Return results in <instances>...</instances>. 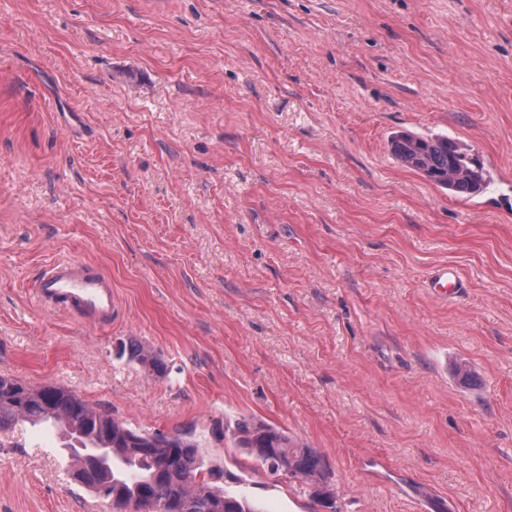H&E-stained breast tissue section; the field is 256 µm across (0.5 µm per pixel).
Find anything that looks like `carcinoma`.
Returning <instances> with one entry per match:
<instances>
[{"mask_svg":"<svg viewBox=\"0 0 512 512\" xmlns=\"http://www.w3.org/2000/svg\"><path fill=\"white\" fill-rule=\"evenodd\" d=\"M389 150L397 163L452 194L478 195L489 185L483 167L446 135L396 132ZM131 356L149 372L161 366L158 355L148 349L135 348ZM26 423L63 424L67 438L63 447L77 467L81 466L77 446L111 449L112 471L90 478L84 486L111 500L119 512H218L221 504L224 512H255L244 497L214 490L205 482L206 459L190 427L168 433L133 429L73 389L30 386L0 375V435ZM232 441L270 474L298 481L315 504L340 512L331 467L316 449L254 417L236 424Z\"/></svg>","mask_w":512,"mask_h":512,"instance_id":"1","label":"carcinoma"}]
</instances>
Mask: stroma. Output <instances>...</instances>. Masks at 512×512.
Masks as SVG:
<instances>
[{"label": "stroma", "mask_w": 512, "mask_h": 512, "mask_svg": "<svg viewBox=\"0 0 512 512\" xmlns=\"http://www.w3.org/2000/svg\"><path fill=\"white\" fill-rule=\"evenodd\" d=\"M400 130L489 188L401 166ZM58 258L111 275V326L32 298ZM0 375L194 425L259 512L315 505L225 438L246 417L327 457L342 512H512V0H0ZM15 441L0 512H86L55 429ZM389 150L397 163L452 194L478 195L489 185L483 167L447 135L396 132L390 137ZM431 290L440 296H451L463 288L457 273L451 268H442L435 271L428 281Z\"/></svg>", "instance_id": "35a3bbf8"}]
</instances>
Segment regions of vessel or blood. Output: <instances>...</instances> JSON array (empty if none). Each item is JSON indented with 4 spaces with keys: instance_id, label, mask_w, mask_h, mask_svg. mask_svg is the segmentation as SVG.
<instances>
[{
    "instance_id": "b4317fda",
    "label": "vessel or blood",
    "mask_w": 512,
    "mask_h": 512,
    "mask_svg": "<svg viewBox=\"0 0 512 512\" xmlns=\"http://www.w3.org/2000/svg\"><path fill=\"white\" fill-rule=\"evenodd\" d=\"M428 286L438 295L451 296L460 291L462 281L453 269L442 268L432 274ZM32 293L40 303L78 312L94 326L112 323V279L90 263L70 258L52 262L34 281Z\"/></svg>"
}]
</instances>
